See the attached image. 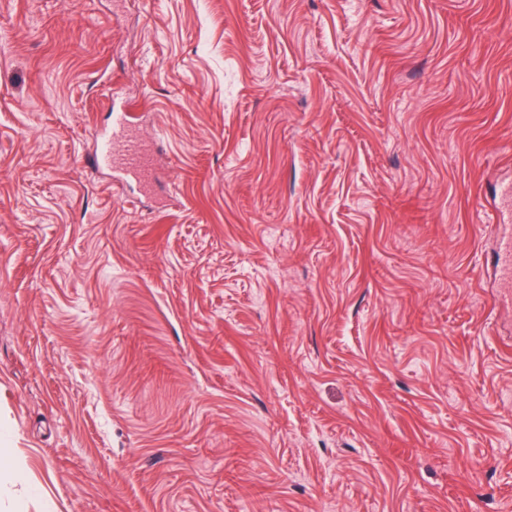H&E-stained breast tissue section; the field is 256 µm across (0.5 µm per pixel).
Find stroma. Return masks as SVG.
I'll list each match as a JSON object with an SVG mask.
<instances>
[{
    "instance_id": "35a3bbf8",
    "label": "stroma",
    "mask_w": 512,
    "mask_h": 512,
    "mask_svg": "<svg viewBox=\"0 0 512 512\" xmlns=\"http://www.w3.org/2000/svg\"><path fill=\"white\" fill-rule=\"evenodd\" d=\"M509 183L512 0H0V512H512ZM113 163H120L124 170L130 173H136L140 163L141 157L129 144L115 145L112 148L109 143L101 142L98 144L95 152L89 157L88 163L94 167H99L104 164L112 165Z\"/></svg>"
}]
</instances>
